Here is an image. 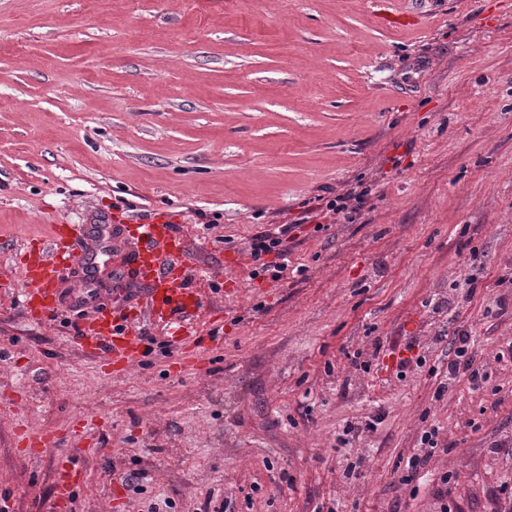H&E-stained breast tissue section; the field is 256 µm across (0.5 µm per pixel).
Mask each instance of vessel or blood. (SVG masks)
Masks as SVG:
<instances>
[{"label": "vessel or blood", "mask_w": 512, "mask_h": 512, "mask_svg": "<svg viewBox=\"0 0 512 512\" xmlns=\"http://www.w3.org/2000/svg\"><path fill=\"white\" fill-rule=\"evenodd\" d=\"M125 232L137 246L126 270L146 284L147 291L136 305L127 306L116 300L112 305L95 309L78 339L83 352L114 366L132 367L142 357V338L135 317L157 324L169 322L177 315L194 319L201 316L203 304L196 293L183 286L184 244L164 216L144 224L126 225ZM26 253L22 281L26 287V308L34 316L49 314L56 307V283L63 271L82 268L93 258L74 228L64 225L54 227L46 243L27 248ZM60 466L65 476L58 494L65 501L78 486L81 474L70 457L61 458Z\"/></svg>", "instance_id": "obj_1"}]
</instances>
